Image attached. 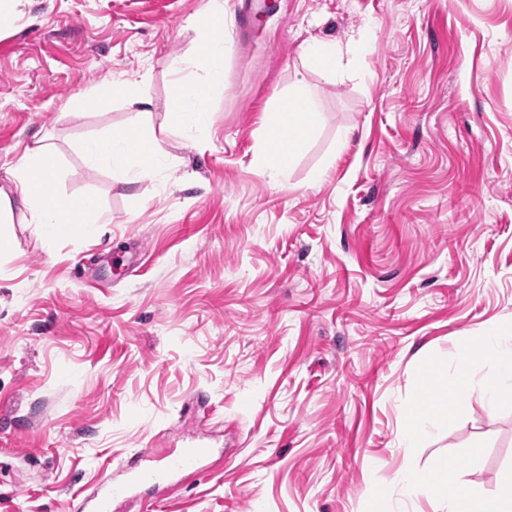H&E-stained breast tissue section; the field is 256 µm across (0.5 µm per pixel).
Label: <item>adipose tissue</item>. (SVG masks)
Returning a JSON list of instances; mask_svg holds the SVG:
<instances>
[{
  "instance_id": "ef3b65f1",
  "label": "adipose tissue",
  "mask_w": 512,
  "mask_h": 512,
  "mask_svg": "<svg viewBox=\"0 0 512 512\" xmlns=\"http://www.w3.org/2000/svg\"><path fill=\"white\" fill-rule=\"evenodd\" d=\"M194 51L183 61V68L203 72V81L189 86L177 81L170 88L165 105L167 131L191 128L209 134L208 105L213 91L224 81V44L228 35L221 0H209L205 12L188 25ZM307 64L326 73L339 72L342 59L357 63L360 53L354 46L342 47L320 38L309 41L304 49ZM318 122L315 100L298 90L280 99L267 113L261 126L260 174L269 182L282 184L288 167L305 148ZM91 164H111L113 180L129 188L162 176L166 156L163 142L142 128L131 127L119 137L91 141L85 148ZM58 154L52 144L40 138L27 145L6 170V182L0 186V206L18 200L26 209L28 223L40 225L46 246L80 233L97 236L107 216L90 197L65 198L57 191ZM459 359L454 373L439 366L422 365L416 376L417 392L426 394L427 405L411 401L404 407L405 427L400 447H416L428 434L432 418H454L458 399L470 394L472 373L486 361H496L494 379L482 389L489 410L512 407V331L492 330L480 343L469 336L459 338ZM444 458L433 467L431 494L448 505V512H512V478L502 482L497 493L485 496L473 492L458 478L448 477Z\"/></svg>"
}]
</instances>
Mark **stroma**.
<instances>
[{
	"instance_id": "35a3bbf8",
	"label": "stroma",
	"mask_w": 512,
	"mask_h": 512,
	"mask_svg": "<svg viewBox=\"0 0 512 512\" xmlns=\"http://www.w3.org/2000/svg\"><path fill=\"white\" fill-rule=\"evenodd\" d=\"M205 3L20 0L0 31V169L49 137L60 193L110 219L49 252L21 207L0 223V512H72L151 440L212 466L112 512H367L439 456L496 493L512 408L476 391L418 447L397 434L421 364L512 326V0H260L243 23L224 0L202 140L161 106L202 78L173 65ZM358 35L356 71L305 67L310 37ZM146 71L172 168L131 193L81 147L141 124L117 87ZM299 83L319 122L276 186L258 131Z\"/></svg>"
}]
</instances>
